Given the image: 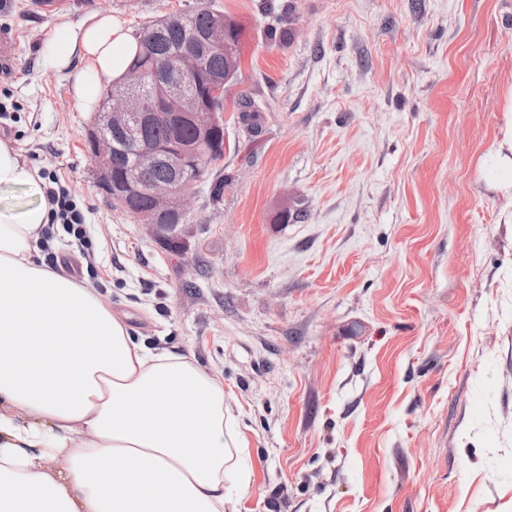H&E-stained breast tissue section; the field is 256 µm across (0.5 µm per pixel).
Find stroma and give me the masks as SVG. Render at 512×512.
Listing matches in <instances>:
<instances>
[{
	"label": "stroma",
	"mask_w": 512,
	"mask_h": 512,
	"mask_svg": "<svg viewBox=\"0 0 512 512\" xmlns=\"http://www.w3.org/2000/svg\"><path fill=\"white\" fill-rule=\"evenodd\" d=\"M292 2L284 46L262 0H0V140L67 187L94 248L57 224L38 260L223 382L224 512H512V0ZM203 6L244 28L228 96L268 111L251 142L225 107L230 181L193 192L176 250L100 188L41 45ZM497 157L499 165L505 173L502 187L512 188V128L508 127L503 139L498 144Z\"/></svg>",
	"instance_id": "35a3bbf8"
}]
</instances>
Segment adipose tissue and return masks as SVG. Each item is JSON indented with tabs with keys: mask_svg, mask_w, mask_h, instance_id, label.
I'll use <instances>...</instances> for the list:
<instances>
[{
	"mask_svg": "<svg viewBox=\"0 0 512 512\" xmlns=\"http://www.w3.org/2000/svg\"><path fill=\"white\" fill-rule=\"evenodd\" d=\"M139 50L125 22L56 29L46 67L95 111ZM0 186L39 192L0 141ZM47 206L0 210V512H224V389L187 357L135 344L65 272L38 263Z\"/></svg>",
	"mask_w": 512,
	"mask_h": 512,
	"instance_id": "adipose-tissue-1",
	"label": "adipose tissue"
}]
</instances>
